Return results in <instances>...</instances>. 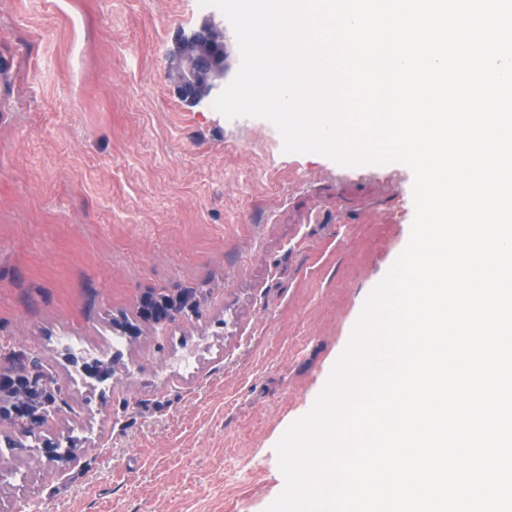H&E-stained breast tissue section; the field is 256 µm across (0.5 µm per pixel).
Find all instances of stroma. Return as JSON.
Segmentation results:
<instances>
[{"label": "stroma", "mask_w": 512, "mask_h": 512, "mask_svg": "<svg viewBox=\"0 0 512 512\" xmlns=\"http://www.w3.org/2000/svg\"><path fill=\"white\" fill-rule=\"evenodd\" d=\"M211 13L0 0V345L63 399L39 440L0 420V512H266L278 440L408 244L407 166L287 153L181 97L173 54ZM153 290L197 291L198 315L142 322Z\"/></svg>", "instance_id": "1"}]
</instances>
